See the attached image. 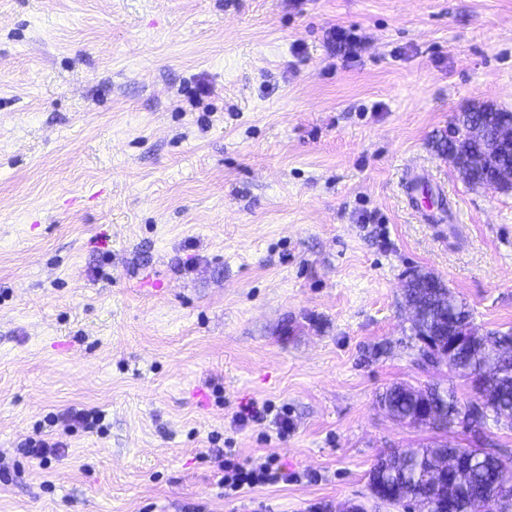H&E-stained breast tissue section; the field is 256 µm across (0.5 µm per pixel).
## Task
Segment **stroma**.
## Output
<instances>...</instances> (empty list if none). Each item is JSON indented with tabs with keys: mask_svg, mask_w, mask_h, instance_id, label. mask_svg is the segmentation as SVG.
Returning <instances> with one entry per match:
<instances>
[{
	"mask_svg": "<svg viewBox=\"0 0 512 512\" xmlns=\"http://www.w3.org/2000/svg\"><path fill=\"white\" fill-rule=\"evenodd\" d=\"M353 29L360 57L324 43ZM512 111V0H0V512H311L425 444L407 272L512 328V191L435 150ZM454 224L419 223L412 167ZM287 416L245 425L241 407ZM104 410L51 468L18 444ZM297 481L225 496L215 457ZM405 384H394L381 394L380 402L385 404L389 401L392 407L391 416L398 421H402L412 416L413 399L409 389H402ZM105 413L98 407H72L65 414L58 416L50 413L43 421L36 423L32 433L19 444L18 448L30 462L46 466L51 457L56 455L58 448H63V441L56 435H69L77 429L103 434L105 427L103 421ZM58 424L62 426V433L53 432Z\"/></svg>",
	"mask_w": 512,
	"mask_h": 512,
	"instance_id": "35a3bbf8",
	"label": "stroma"
}]
</instances>
